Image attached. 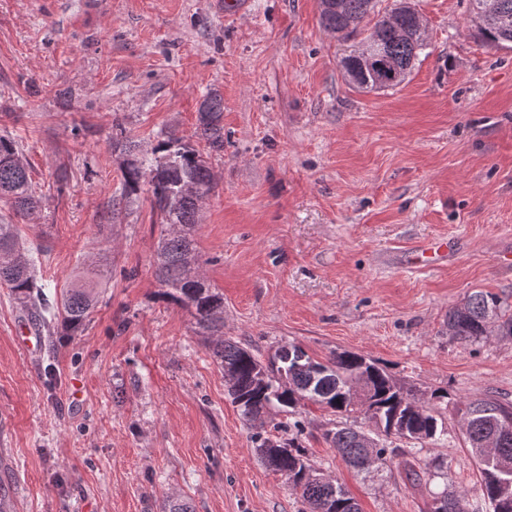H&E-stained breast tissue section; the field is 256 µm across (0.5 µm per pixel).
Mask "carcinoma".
Here are the masks:
<instances>
[{
  "mask_svg": "<svg viewBox=\"0 0 512 512\" xmlns=\"http://www.w3.org/2000/svg\"><path fill=\"white\" fill-rule=\"evenodd\" d=\"M381 0H340V6L320 0L322 27L337 39L357 41L355 48L340 60L348 83L361 91L393 89L405 81L427 42L413 38L419 23L417 11L407 0H392L379 8ZM475 35L485 44L512 49V0H493L508 27L479 22L487 0H470ZM224 98L217 92L205 95L198 110V124L209 148L224 149ZM122 198L131 201L143 184L151 188L152 201L167 225L157 248L156 276L161 295L186 309L200 333L216 337L212 354L219 367L234 368L233 400L250 425L262 422L267 408L295 414L298 407L312 402L337 413L361 412L356 398L362 389L369 407L379 416L384 438L378 447L362 444L363 427L340 423L325 432V439L342 461L359 473H369L387 465L386 438L424 445L441 441L446 424L437 402L446 395L433 392L424 408L412 412L393 389L392 377L370 359L351 351L336 352L326 361L311 358L298 344L282 346L271 357V365L237 342L224 338V294L209 284L203 273L194 232L199 224L201 205L213 188L214 174L203 156L172 136L160 141L152 156L134 157L123 163ZM0 197L12 200L19 213H32L40 198L31 188L27 167L21 160L17 141L0 135ZM0 283L6 284L20 304L35 309L45 325H57L59 335L76 336L98 302V282L88 277L73 284L61 295H48L38 284L35 261L22 243L19 226L0 223ZM448 336L466 343L478 342L495 332L512 336V306L489 291H475L464 302L448 311ZM288 375L287 388L271 389L275 370ZM397 418L395 433L391 419ZM512 418V406L491 398L465 403L463 434L469 452L478 465L484 499L492 512H512V427L502 422ZM258 448H276L274 458L260 455L261 462L284 476L300 493L309 512L318 510L329 499L336 501V512H360L359 504L344 488L316 468L297 439L265 437L255 433ZM436 501L444 512H469L465 495L444 492Z\"/></svg>",
  "mask_w": 512,
  "mask_h": 512,
  "instance_id": "obj_1",
  "label": "carcinoma"
}]
</instances>
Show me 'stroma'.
Wrapping results in <instances>:
<instances>
[{
  "label": "stroma",
  "mask_w": 512,
  "mask_h": 512,
  "mask_svg": "<svg viewBox=\"0 0 512 512\" xmlns=\"http://www.w3.org/2000/svg\"><path fill=\"white\" fill-rule=\"evenodd\" d=\"M0 0V135L17 141L38 212L19 225L38 280L61 291L104 276L82 333L54 336L0 285V493L11 512H306L262 466L254 429L190 315L161 298L162 219L149 191L119 204L116 128L148 153L166 136L215 174L196 232L224 295V335L260 358L301 345L322 361L361 353L398 382L447 391L446 440L389 438L392 460L359 475L323 434L340 416L307 404L300 441L362 512H430L444 490L480 512L478 467L459 410L512 403V339H451L473 291L512 304V50L478 40L468 0H412L428 47L400 86L361 92L351 48L319 23V0ZM224 98V149L197 112ZM448 239L447 256L411 264ZM33 328L38 353L17 341Z\"/></svg>",
  "instance_id": "35a3bbf8"
}]
</instances>
